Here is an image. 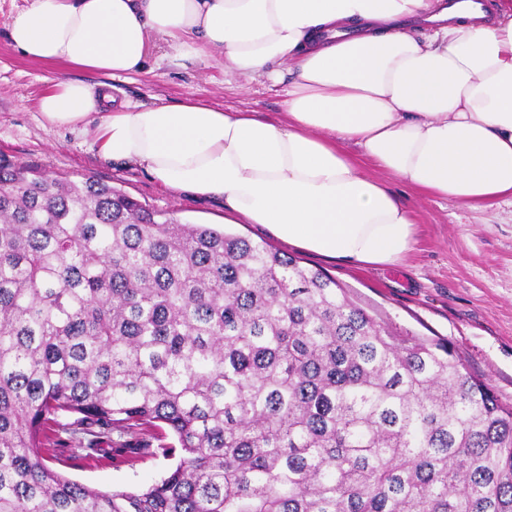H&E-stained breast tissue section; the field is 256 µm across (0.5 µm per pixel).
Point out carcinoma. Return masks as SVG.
Listing matches in <instances>:
<instances>
[{
  "instance_id": "1",
  "label": "carcinoma",
  "mask_w": 512,
  "mask_h": 512,
  "mask_svg": "<svg viewBox=\"0 0 512 512\" xmlns=\"http://www.w3.org/2000/svg\"><path fill=\"white\" fill-rule=\"evenodd\" d=\"M65 416L177 461L71 480ZM0 512H512V406L264 241L0 167ZM166 442H171V439H150V448L133 464L125 463L121 457H117L90 467L73 458L70 448L60 451L52 464L72 480L103 491L143 487L159 480L174 463L175 459L164 455L159 448L160 444Z\"/></svg>"
}]
</instances>
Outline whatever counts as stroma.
Here are the masks:
<instances>
[{
	"instance_id": "obj_1",
	"label": "stroma",
	"mask_w": 512,
	"mask_h": 512,
	"mask_svg": "<svg viewBox=\"0 0 512 512\" xmlns=\"http://www.w3.org/2000/svg\"><path fill=\"white\" fill-rule=\"evenodd\" d=\"M26 0H0V164L24 165L61 180L95 178L181 222L209 224L255 241H268L302 265L324 270L350 288L365 309L400 333L448 340L465 368L485 380L498 399L512 405V203L496 201L476 208L419 194L399 183L391 188L417 220L413 250L398 264L358 267L325 260L276 238L259 225L225 214L224 202L169 190L139 169L104 161L93 134L59 130L46 124L40 97L54 82H101L98 73L46 65L23 57L10 43L6 22ZM116 101L175 103L192 97L220 108L256 112L279 119L282 86L245 81L224 71V57L209 63L162 62L160 67L114 80ZM159 441L133 463L106 460L87 466L60 451L55 468L82 484L110 491L159 480L172 465Z\"/></svg>"
}]
</instances>
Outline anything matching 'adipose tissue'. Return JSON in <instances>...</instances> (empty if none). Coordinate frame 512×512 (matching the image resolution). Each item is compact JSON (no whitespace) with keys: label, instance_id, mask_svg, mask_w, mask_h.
I'll list each match as a JSON object with an SVG mask.
<instances>
[{"label":"adipose tissue","instance_id":"ef3b65f1","mask_svg":"<svg viewBox=\"0 0 512 512\" xmlns=\"http://www.w3.org/2000/svg\"><path fill=\"white\" fill-rule=\"evenodd\" d=\"M432 22L429 33L413 23ZM25 58L116 78L167 60L287 81L284 118L194 98L115 104L111 87L60 80L43 119L95 125L113 164L223 199L302 250L400 262L413 211L388 185L469 207L512 200V0L449 13L445 0H30L7 22Z\"/></svg>","mask_w":512,"mask_h":512}]
</instances>
